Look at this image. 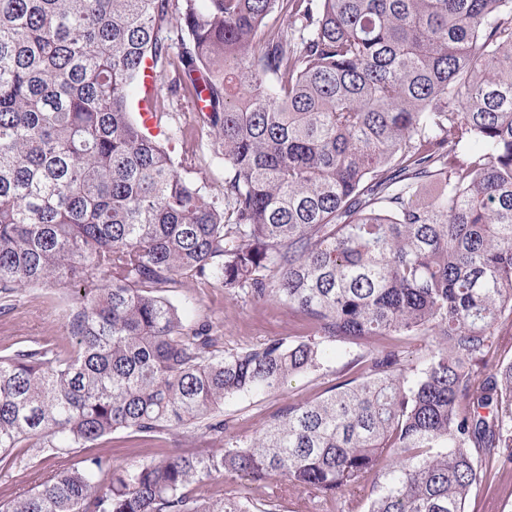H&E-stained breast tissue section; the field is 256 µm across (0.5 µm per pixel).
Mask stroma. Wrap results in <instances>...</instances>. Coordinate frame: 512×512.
<instances>
[{
    "mask_svg": "<svg viewBox=\"0 0 512 512\" xmlns=\"http://www.w3.org/2000/svg\"><path fill=\"white\" fill-rule=\"evenodd\" d=\"M166 128L174 136L168 147L173 156L193 154L198 158L196 179L206 181L208 193L222 196L224 170L212 164L216 149L214 134L203 128L193 112L180 101L171 102L164 117ZM170 301L185 311L197 323L217 325L224 338L223 349L230 352L275 338L293 339L307 335L308 328L287 306L259 303L244 295L228 294L217 282L187 278L181 286L169 291ZM74 306L72 294L62 288H26L0 301V356L12 354L24 347L39 345L69 353L73 340L66 327V317ZM352 355L337 348L324 367L313 374L293 380L276 393L243 396L224 404V417L233 432L241 436L255 434L267 421L295 399L313 398L321 394L337 373L345 372ZM219 443L201 431H171L153 440H142L125 431L99 441L96 454L108 457L115 464L159 460L194 448L218 449ZM13 464L0 466V502L33 486L38 475L77 462L87 451L78 448L69 454H59L40 446L16 449ZM201 495L218 498L224 492H251L256 501L277 499L278 512H334L332 504L310 498L298 489L271 483L251 490L249 484L237 477L216 476L200 485ZM467 512H512V467L500 469L495 476L484 479L472 491Z\"/></svg>",
    "mask_w": 512,
    "mask_h": 512,
    "instance_id": "obj_1",
    "label": "stroma"
}]
</instances>
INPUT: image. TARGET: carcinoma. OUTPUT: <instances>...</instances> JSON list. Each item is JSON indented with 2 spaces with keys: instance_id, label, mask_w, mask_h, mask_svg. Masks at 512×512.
<instances>
[{
  "instance_id": "carcinoma-1",
  "label": "carcinoma",
  "mask_w": 512,
  "mask_h": 512,
  "mask_svg": "<svg viewBox=\"0 0 512 512\" xmlns=\"http://www.w3.org/2000/svg\"><path fill=\"white\" fill-rule=\"evenodd\" d=\"M147 68L191 107L208 91L224 201L132 117ZM186 277L309 337L223 354L165 295ZM40 286L75 293V350L0 356V463L118 430L224 450L87 456L0 512H277L194 492L224 474L339 512L366 489V512H466L512 464V360L479 366L512 328V0H0V295ZM336 343L357 376L230 431L226 399Z\"/></svg>"
}]
</instances>
